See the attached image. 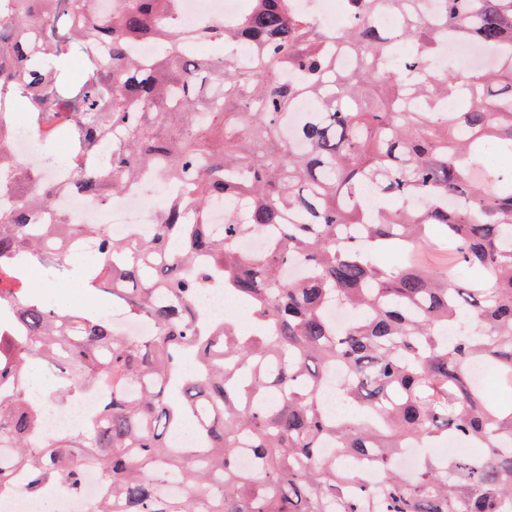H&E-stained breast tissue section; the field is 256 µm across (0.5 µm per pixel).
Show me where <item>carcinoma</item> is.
Instances as JSON below:
<instances>
[{
  "instance_id": "cac0c4a2",
  "label": "carcinoma",
  "mask_w": 512,
  "mask_h": 512,
  "mask_svg": "<svg viewBox=\"0 0 512 512\" xmlns=\"http://www.w3.org/2000/svg\"><path fill=\"white\" fill-rule=\"evenodd\" d=\"M178 2L112 0L101 17L91 0H0V136L22 109L69 140L65 164L99 199L145 182L167 191L150 239L36 224L60 188L32 192L38 174L0 155V491L20 468L28 496L63 484L79 497L90 459L110 489L95 512H500L512 400L485 398L471 368L512 390V169L487 161L512 155V0H440L436 14L424 0H342L351 22L337 32L294 0H247L231 23L185 29ZM444 34L495 50V66L428 80ZM142 40L158 46L148 66L133 53ZM397 40L417 49L387 68ZM338 42L371 53L339 72ZM211 43L223 54L196 55ZM302 100L312 111L296 122ZM269 225L270 246L244 253ZM434 231L455 256L448 271L381 262ZM92 234L88 285L152 335L51 308L21 278L33 261L65 277ZM218 279L250 310L251 335L231 315L203 323L194 297ZM37 362L61 405L102 390L81 434L31 441L45 426L20 384ZM332 381L339 417L323 399ZM187 419L200 451L168 442ZM448 442L484 452L428 453L408 476L395 466L403 448ZM360 455L375 456L379 485L350 467ZM168 482L183 490L166 494Z\"/></svg>"
}]
</instances>
